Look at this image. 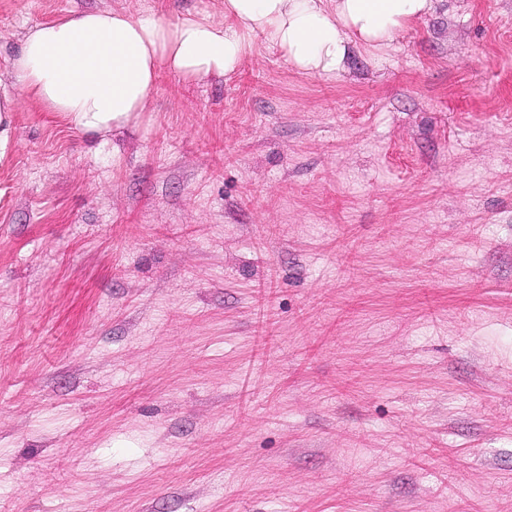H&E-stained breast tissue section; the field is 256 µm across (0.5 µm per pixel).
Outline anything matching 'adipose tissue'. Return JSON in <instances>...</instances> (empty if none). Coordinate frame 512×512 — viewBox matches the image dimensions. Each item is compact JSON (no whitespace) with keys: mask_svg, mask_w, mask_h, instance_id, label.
Returning a JSON list of instances; mask_svg holds the SVG:
<instances>
[{"mask_svg":"<svg viewBox=\"0 0 512 512\" xmlns=\"http://www.w3.org/2000/svg\"><path fill=\"white\" fill-rule=\"evenodd\" d=\"M433 0H224V20L171 21L118 10L76 13L29 28L10 80L62 113L85 134L131 124L144 111L161 69L193 80L227 76L253 37L278 48L297 72L333 79L351 46L390 45L430 14ZM19 96L0 100V157L10 142Z\"/></svg>","mask_w":512,"mask_h":512,"instance_id":"1","label":"adipose tissue"}]
</instances>
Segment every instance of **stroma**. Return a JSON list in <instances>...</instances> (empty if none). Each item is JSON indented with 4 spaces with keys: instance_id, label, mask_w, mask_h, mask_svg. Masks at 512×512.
<instances>
[{
    "instance_id": "obj_1",
    "label": "stroma",
    "mask_w": 512,
    "mask_h": 512,
    "mask_svg": "<svg viewBox=\"0 0 512 512\" xmlns=\"http://www.w3.org/2000/svg\"><path fill=\"white\" fill-rule=\"evenodd\" d=\"M336 80L253 40L0 158V512H512V0ZM224 0H0L37 23Z\"/></svg>"
}]
</instances>
